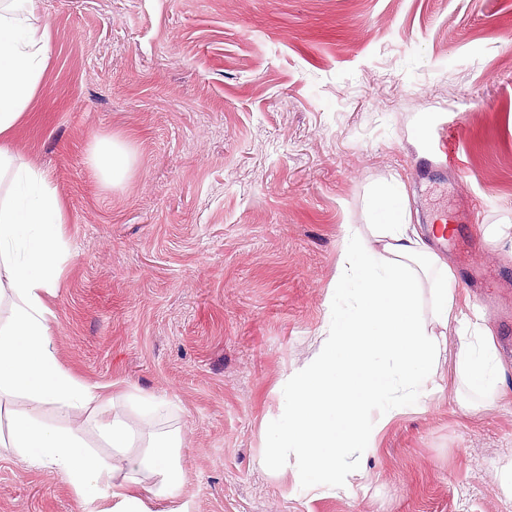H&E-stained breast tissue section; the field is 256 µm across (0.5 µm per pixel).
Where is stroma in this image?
Wrapping results in <instances>:
<instances>
[{"label":"stroma","instance_id":"1","mask_svg":"<svg viewBox=\"0 0 512 512\" xmlns=\"http://www.w3.org/2000/svg\"><path fill=\"white\" fill-rule=\"evenodd\" d=\"M52 64L16 142L65 196L49 300L62 363L161 396L184 441L187 512H512V403H458L456 337L437 397L389 424L354 493H292L263 467L288 373L315 351L338 245L400 180L413 223L448 213L444 255L512 278V0H34ZM456 132L455 174L421 166ZM109 135L134 155L105 187ZM467 294L495 337L512 288ZM58 474L0 455V512H96ZM88 163L107 187L120 182L130 170L133 155L128 146L112 136L97 138L90 146Z\"/></svg>","mask_w":512,"mask_h":512}]
</instances>
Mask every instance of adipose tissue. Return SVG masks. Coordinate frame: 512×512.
I'll return each instance as SVG.
<instances>
[{"label": "adipose tissue", "mask_w": 512, "mask_h": 512, "mask_svg": "<svg viewBox=\"0 0 512 512\" xmlns=\"http://www.w3.org/2000/svg\"><path fill=\"white\" fill-rule=\"evenodd\" d=\"M49 29L33 0H0V409L9 436L0 449L54 470L103 512H185L179 436H142L125 416L164 410L162 400L88 383L58 357L48 299L71 258L64 200L48 176L23 160L14 143L50 66ZM88 163L105 186L120 182L133 155L112 137L96 139ZM372 221L343 227L328 313L317 350L288 374L284 418L269 428L264 467L291 454L294 490L348 493L352 456L367 455L397 416L420 409L437 392L434 375L460 343L457 373L465 410L512 399L494 338L470 319L471 302L446 258L412 224L402 186L377 196ZM112 451L104 460L87 440Z\"/></svg>", "instance_id": "adipose-tissue-1"}]
</instances>
